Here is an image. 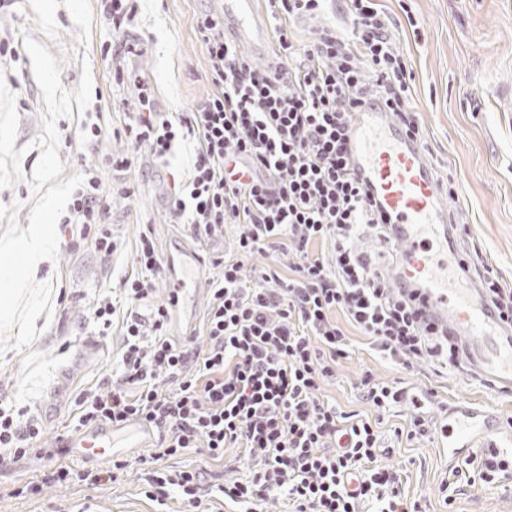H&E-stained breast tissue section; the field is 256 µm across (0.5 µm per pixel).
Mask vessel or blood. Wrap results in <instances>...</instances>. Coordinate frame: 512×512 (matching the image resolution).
<instances>
[{
	"label": "vessel or blood",
	"instance_id": "b4317fda",
	"mask_svg": "<svg viewBox=\"0 0 512 512\" xmlns=\"http://www.w3.org/2000/svg\"><path fill=\"white\" fill-rule=\"evenodd\" d=\"M258 0H223L224 28L258 56L268 55L271 33L263 21ZM352 161L359 178L370 186L388 214L393 238L404 259L396 280L420 288L421 307L428 324L457 338L471 378L512 393V327L504 326L480 289L460 288L448 266L452 219L441 200L440 183L427 163L421 142L406 134L390 113L371 109L359 113L352 127ZM195 250L180 249L168 258L169 286L182 291L183 272L198 267ZM443 445L448 457L459 460L473 448L494 446L500 417L461 399L442 416ZM151 432L138 424L114 433L99 424L77 431L68 447L82 449L84 457L105 454L121 446L138 448Z\"/></svg>",
	"mask_w": 512,
	"mask_h": 512
}]
</instances>
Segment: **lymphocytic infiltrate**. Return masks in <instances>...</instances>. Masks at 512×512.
Wrapping results in <instances>:
<instances>
[{
    "instance_id": "1",
    "label": "lymphocytic infiltrate",
    "mask_w": 512,
    "mask_h": 512,
    "mask_svg": "<svg viewBox=\"0 0 512 512\" xmlns=\"http://www.w3.org/2000/svg\"><path fill=\"white\" fill-rule=\"evenodd\" d=\"M326 0H266L277 25L280 62L257 65L224 36V18L207 12L196 20L216 93L191 112L154 110L150 88H141L128 138L166 160L195 139L185 182L170 198L175 218L193 232L222 236L238 227L234 251L209 288L205 345L178 344L166 334L171 305L142 314L155 291L161 258L149 235L137 248L140 272L126 277L127 305L120 372L76 400L80 425L131 422L154 429L158 442L141 458L146 498L164 505L178 495L185 512H198L203 497L266 512L270 498L287 500L291 512H423L408 498L399 471L384 464L394 445L377 423L320 400L325 381L351 354L348 329L365 337L381 358L404 370L425 361L458 366V347L428 325L417 293L405 292L390 269L356 242L389 240V218L354 173L351 122L376 103L412 133L417 117L407 104L411 77L390 36V21L374 0H346L352 34L320 30L299 46L286 22L319 16ZM100 181L94 169L73 193L64 223L79 239L111 254ZM287 250L291 275L271 274V287L247 285L244 263L257 254ZM462 280L477 282L501 321L512 326V288L504 286L481 250L457 263ZM360 399L375 411L402 403V387L364 373ZM37 417L0 404V463L42 458ZM192 448L220 461L235 448L245 478L209 483L199 464L179 470L162 460ZM128 460L96 470L61 462L24 491L45 485L116 482ZM439 491L451 500L457 485L474 487L512 480V457L480 449L452 471Z\"/></svg>"
}]
</instances>
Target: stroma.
I'll return each instance as SVG.
<instances>
[{
    "label": "stroma",
    "instance_id": "obj_1",
    "mask_svg": "<svg viewBox=\"0 0 512 512\" xmlns=\"http://www.w3.org/2000/svg\"><path fill=\"white\" fill-rule=\"evenodd\" d=\"M391 20V35L404 54L412 79L407 102L422 127V144L438 179L452 178L456 196L448 200L455 224L466 225L470 241L481 248L506 284L512 286V0H376ZM221 0H138L137 12L122 33L103 15L101 0H7L0 8V78L15 98L19 115L16 147L25 148L21 179L0 187V206H18L16 221L28 227L35 204L33 171L41 151L46 106L25 48V38L42 43L61 66L65 90L77 88L83 65L94 78L93 104L103 107V133L83 139L90 113L61 118L59 158L64 177L97 168L116 245L106 256L89 242L60 235L57 261L43 260L35 278L52 282L51 317H38V336L27 348L0 353V397L14 407L30 408L43 426L40 447L48 458L0 463V512H157L140 492L141 472L131 467L110 485H49L37 496L16 490L64 460L85 468L78 449H60L62 437L78 428L75 401L81 390L96 387L119 369L120 323L102 335L93 311L97 302L137 272L136 245L151 232L159 253L187 246L200 256L197 281L183 290L180 309L189 329L169 328L177 342L206 343L203 326L209 306L208 282L219 276L225 254L233 249L234 225L207 239L176 222L169 210L174 179L186 177L193 141H185L166 163H158L126 137L138 109V83L147 84L154 108L162 114L190 111L215 87L196 31V18L217 11ZM133 45L115 54L114 39ZM130 153L129 172L103 166L109 153ZM352 354L321 390L323 400L345 411L368 413L358 397L364 371L385 381H401L415 391H435L440 400L465 398L512 419V395L490 384L464 378L460 369L427 361L406 371L371 350L351 333ZM387 463L401 474L408 497L421 499L426 512H512V493L498 484L461 487L453 504L436 489L450 479L448 458L436 437L402 441Z\"/></svg>",
    "mask_w": 512,
    "mask_h": 512
}]
</instances>
